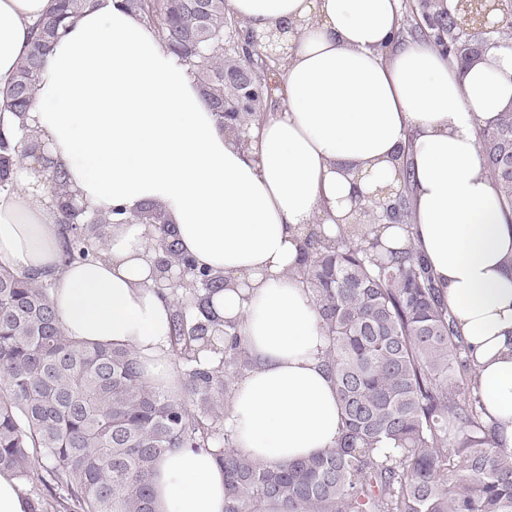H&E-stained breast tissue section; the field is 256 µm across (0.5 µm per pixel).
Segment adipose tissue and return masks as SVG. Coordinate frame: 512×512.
<instances>
[{"label": "adipose tissue", "instance_id": "obj_1", "mask_svg": "<svg viewBox=\"0 0 512 512\" xmlns=\"http://www.w3.org/2000/svg\"><path fill=\"white\" fill-rule=\"evenodd\" d=\"M275 40L274 106L241 148L158 34L123 0H103L53 44L23 121L90 211L161 204L173 235L223 276L212 298L238 322L252 365L225 425L241 451L277 466L333 447L336 388L309 288L292 280L311 228L336 235L359 199L388 205L411 185L412 223L371 225L380 248L415 245L479 365L485 421L512 448V223L477 132L512 110V51L467 69L429 42H395L400 0H228ZM50 0H0V92L28 53ZM410 161L403 176L398 158ZM0 193V261L53 283L72 339L134 349L171 377V302L156 290L149 227L124 224L99 257L64 265L46 175L15 167ZM156 512H224L210 451L158 463Z\"/></svg>", "mask_w": 512, "mask_h": 512}]
</instances>
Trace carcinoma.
I'll list each match as a JSON object with an SVG mask.
<instances>
[{"label":"carcinoma","instance_id":"1","mask_svg":"<svg viewBox=\"0 0 512 512\" xmlns=\"http://www.w3.org/2000/svg\"><path fill=\"white\" fill-rule=\"evenodd\" d=\"M126 2L158 22L220 127L260 121L266 65L257 54L226 56L228 35L242 32L226 0ZM97 4L52 0L6 93L10 111H27L65 21ZM415 9L422 22L405 20L397 37L433 39L452 66L489 48L512 50V0H497L499 27L490 34L469 29L454 0H420ZM478 146L511 216L512 112L480 129ZM42 152L26 127L0 130V191L10 189L16 163ZM47 180L63 263L97 256L117 222L152 225L157 265L187 269L185 284L168 289L171 352L182 365L173 389L151 381L131 349L66 336L52 283L0 263V470L42 485L54 512H155L154 468L176 448L213 449L224 468V512H512V448L483 421L475 360L414 247L378 253L309 232L296 275L329 337L325 365L342 435L333 448L269 468L240 452L224 427L234 378L251 366L237 326L211 308L224 277L183 252L160 205L116 221L110 212L86 215L66 204L63 170ZM381 442L394 448L386 453Z\"/></svg>","mask_w":512,"mask_h":512}]
</instances>
